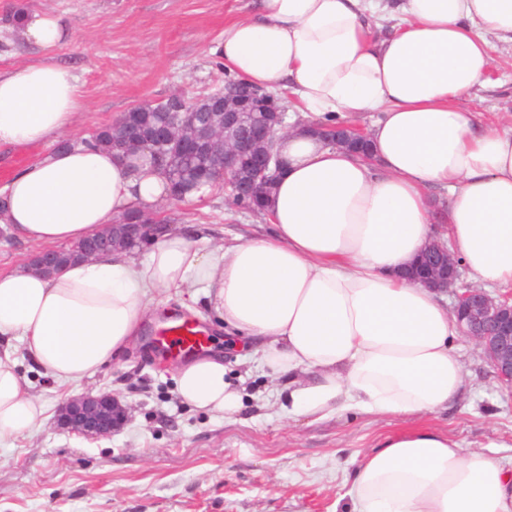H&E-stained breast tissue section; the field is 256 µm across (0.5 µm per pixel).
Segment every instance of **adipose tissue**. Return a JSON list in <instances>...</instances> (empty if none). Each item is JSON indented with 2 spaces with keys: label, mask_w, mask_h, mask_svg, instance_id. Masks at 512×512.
<instances>
[{
  "label": "adipose tissue",
  "mask_w": 512,
  "mask_h": 512,
  "mask_svg": "<svg viewBox=\"0 0 512 512\" xmlns=\"http://www.w3.org/2000/svg\"><path fill=\"white\" fill-rule=\"evenodd\" d=\"M494 38L512 43V0H256L224 28L225 68L290 91L326 123L380 112L372 161L286 131L267 236L206 252L174 229L140 263L114 252L50 276L0 271V446L44 413L18 351L57 385L79 384L127 354L166 295L198 286L224 329L256 344L290 416L404 418L453 404L465 384L456 320L400 271L433 238L426 191L438 186L455 255L482 287L512 285V127L482 126L461 106L494 65ZM82 107L63 66L0 71V146L60 135ZM166 184L77 142L12 176L0 224L29 243L70 244L129 209L152 211ZM176 381L196 408L242 406L216 357L178 367ZM349 483L352 512H512V464L427 424L384 438Z\"/></svg>",
  "instance_id": "obj_1"
}]
</instances>
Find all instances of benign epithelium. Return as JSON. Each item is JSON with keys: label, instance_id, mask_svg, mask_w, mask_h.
Returning a JSON list of instances; mask_svg holds the SVG:
<instances>
[{"label": "benign epithelium", "instance_id": "7a95c632", "mask_svg": "<svg viewBox=\"0 0 512 512\" xmlns=\"http://www.w3.org/2000/svg\"><path fill=\"white\" fill-rule=\"evenodd\" d=\"M210 107L222 110V121L213 125L209 137L198 138L191 126L175 127L170 113L161 112L149 125L140 122L138 113H124L123 122L131 142L150 152L158 166L165 165V157L158 147L176 140L190 158L207 156L208 163L194 168L187 177L172 185L169 199L181 200L188 192L216 178L224 180L233 193L261 202L255 180L242 175V164L249 160L262 181L270 184L280 173L282 160L276 151L279 133L287 128L317 135L328 144L355 151L365 160L372 159L369 133L350 122L329 127L299 120L285 126L284 109L268 99L265 91L251 87L241 80L224 89L200 97ZM112 234L98 235L77 255L88 260L103 253L127 251L146 234L160 236L168 229L166 224L150 221V215L135 212L110 224ZM64 249L39 251L28 260L30 267L48 270L64 261ZM413 284L442 293H452L451 314L462 335L471 339L489 364L498 382L512 389V293L491 296L477 286L457 287L460 279V260L439 240L429 242L419 257L405 271ZM130 410L118 397L110 393H85L63 402L58 408L59 427L88 439L109 437L129 421Z\"/></svg>", "mask_w": 512, "mask_h": 512}]
</instances>
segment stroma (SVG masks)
<instances>
[{
  "instance_id": "35a3bbf8",
  "label": "stroma",
  "mask_w": 512,
  "mask_h": 512,
  "mask_svg": "<svg viewBox=\"0 0 512 512\" xmlns=\"http://www.w3.org/2000/svg\"><path fill=\"white\" fill-rule=\"evenodd\" d=\"M19 5L61 17L68 38L49 49L27 45L3 22ZM251 8L252 0H0V70L22 61L56 62L71 70L83 98L73 128L58 140L0 149V189L40 154L89 139L134 105L222 86L229 74L216 66V47L225 24ZM492 54L485 85L462 105L504 127L512 124V45L493 42ZM156 216L197 225L212 247L270 230L267 216L229 207L221 184L190 200L167 201ZM186 314L212 335L210 351L223 357L242 395L237 413L217 416L185 402L177 358L152 344L164 318ZM454 346L465 390L448 410L422 419L293 418L274 405L278 382L267 369L225 346L205 302L172 296L144 324L130 357L76 386L58 387L22 359L44 422L0 447V512H349L347 479L364 455L383 437L423 422L454 435L465 451L487 445L491 456L511 460L512 392L471 340L457 337ZM88 391L115 394L130 406L120 432L89 440L58 428V406Z\"/></svg>"
}]
</instances>
